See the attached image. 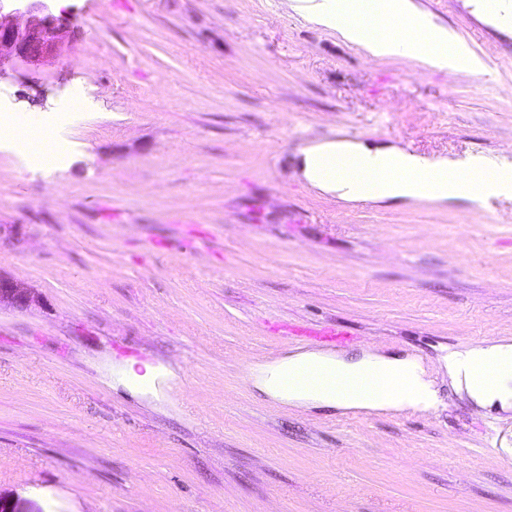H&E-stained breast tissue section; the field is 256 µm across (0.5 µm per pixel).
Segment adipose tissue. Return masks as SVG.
I'll return each mask as SVG.
<instances>
[{"instance_id":"adipose-tissue-1","label":"adipose tissue","mask_w":512,"mask_h":512,"mask_svg":"<svg viewBox=\"0 0 512 512\" xmlns=\"http://www.w3.org/2000/svg\"><path fill=\"white\" fill-rule=\"evenodd\" d=\"M301 18L322 27L368 57L378 60L406 58L453 73L487 74L483 60L446 24L424 12L417 0H288ZM302 178L321 193L343 202L446 203L480 201L487 196L512 198V162L501 160L492 182L481 180L487 159L468 153L457 158L420 161L405 148L346 138L323 139L298 152ZM339 157L378 161L392 177L355 184L325 173L327 163ZM448 380L483 409L512 411V340L452 350L442 358ZM305 367H321L353 378L375 372L404 381L402 390L379 396L353 391H308L283 385L281 378ZM251 383L272 398L295 409L330 408L339 411L428 412L439 401L422 364L416 358L387 356L371 349L356 357L323 350L286 354L278 360L252 367Z\"/></svg>"}]
</instances>
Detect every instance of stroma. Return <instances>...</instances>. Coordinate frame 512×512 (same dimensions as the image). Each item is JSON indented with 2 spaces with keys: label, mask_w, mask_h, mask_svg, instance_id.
I'll use <instances>...</instances> for the list:
<instances>
[{
  "label": "stroma",
  "mask_w": 512,
  "mask_h": 512,
  "mask_svg": "<svg viewBox=\"0 0 512 512\" xmlns=\"http://www.w3.org/2000/svg\"><path fill=\"white\" fill-rule=\"evenodd\" d=\"M488 65L375 60L286 0H68L57 54L0 68V499L18 512H512V412L447 350L512 338V202L344 204L298 151L343 135L512 157V24L419 0ZM336 322L417 358L436 410H299L248 368ZM167 400L113 388L127 358ZM39 302L40 296L31 288L0 274V306L7 303L15 308L24 309Z\"/></svg>",
  "instance_id": "obj_1"
}]
</instances>
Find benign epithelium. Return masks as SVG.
Wrapping results in <instances>:
<instances>
[{
  "mask_svg": "<svg viewBox=\"0 0 512 512\" xmlns=\"http://www.w3.org/2000/svg\"><path fill=\"white\" fill-rule=\"evenodd\" d=\"M62 38L60 20L45 17L20 24L12 15H0V61L13 56L38 61L54 53ZM40 302V296L23 283L0 275V305L24 309Z\"/></svg>",
  "mask_w": 512,
  "mask_h": 512,
  "instance_id": "obj_1",
  "label": "benign epithelium"
}]
</instances>
